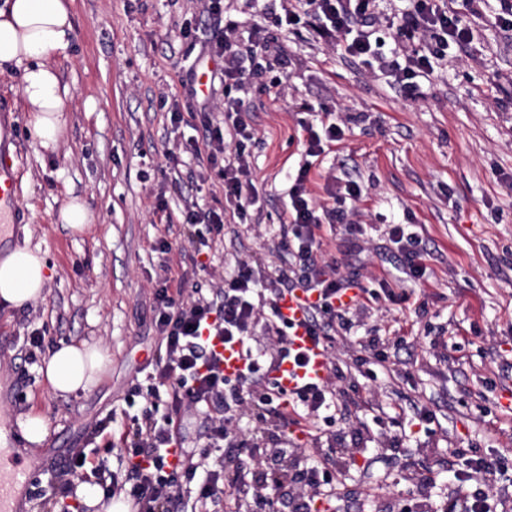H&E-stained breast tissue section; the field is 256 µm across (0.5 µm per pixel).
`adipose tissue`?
<instances>
[{"instance_id": "ef3b65f1", "label": "adipose tissue", "mask_w": 512, "mask_h": 512, "mask_svg": "<svg viewBox=\"0 0 512 512\" xmlns=\"http://www.w3.org/2000/svg\"><path fill=\"white\" fill-rule=\"evenodd\" d=\"M72 32L69 0H5L0 5V66L22 67L30 134L46 149L55 147L65 126V92L49 61L66 53ZM46 280L39 252L18 248L1 255L0 305L19 308L36 301ZM103 371L101 348L83 341L53 350L44 377L50 390L64 397L91 388Z\"/></svg>"}]
</instances>
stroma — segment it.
<instances>
[{"mask_svg": "<svg viewBox=\"0 0 512 512\" xmlns=\"http://www.w3.org/2000/svg\"><path fill=\"white\" fill-rule=\"evenodd\" d=\"M287 6L224 0L225 15L241 30L284 46L291 62L283 68L265 56L243 88L218 85L192 98L187 85L224 66L205 53L211 21L204 0H73L71 45L53 61L67 91L65 129L53 150L28 132L21 68L0 70V110L11 122L24 204L14 229L0 235V254L37 249L49 268L39 300L0 310V451L26 463L30 480L18 492L24 512H59L54 463L75 448L93 453L99 419L125 424L140 413L146 351L159 341L153 302L163 279L208 297L236 261L287 264L280 246L286 173L304 159L302 123L325 111L343 118L345 134L312 167V195L333 206L348 179L363 192L350 204L358 229L339 224L324 232V257L340 274L378 288L395 266L390 227L406 224L422 239L426 267L423 278L407 282L408 302L380 296L360 317L366 327L406 336L388 349L389 374L368 381L351 367L353 350L336 348L349 385L372 400L337 430L380 447L374 411L396 406L408 435L396 451L350 469L339 512H395L408 461L432 472L435 498L465 495L449 475L457 449L480 448L512 472V32L493 25L490 14L474 19L475 46L449 52L446 68L416 98L340 54L312 27L280 29L275 19ZM228 96L243 99L250 113L247 150L262 214L221 227L189 224L192 200L224 208L221 164L188 144L204 133L200 108L221 121ZM175 111L183 114L176 128ZM74 196L96 215L82 232L58 220ZM191 242L202 246L206 270L183 255ZM35 330L45 346L32 357L26 338ZM436 336L445 345H431ZM84 340L105 351L101 379L57 397L43 382L44 361L60 345ZM422 405L436 414L427 430L417 420ZM33 410L50 422L39 445L23 436Z\"/></svg>", "mask_w": 512, "mask_h": 512, "instance_id": "1", "label": "stroma"}]
</instances>
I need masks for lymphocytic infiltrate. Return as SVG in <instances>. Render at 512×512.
I'll return each mask as SVG.
<instances>
[{
    "instance_id": "f902f5d3",
    "label": "lymphocytic infiltrate",
    "mask_w": 512,
    "mask_h": 512,
    "mask_svg": "<svg viewBox=\"0 0 512 512\" xmlns=\"http://www.w3.org/2000/svg\"><path fill=\"white\" fill-rule=\"evenodd\" d=\"M383 0H296L294 7L279 17L281 28L290 30L311 23L321 36L330 38L345 54L363 65H377L381 74L394 82L431 79L447 59L449 46L466 50L474 39L470 24L460 14L479 13L481 0H413L402 22L391 33L392 47L382 53L380 23ZM213 20L207 51L224 61L216 77L224 85L239 84L255 66L262 46L259 41L243 43L234 22L225 20L223 0H205ZM209 160L224 162L226 213L247 218L259 193L253 182L246 143L253 137L250 117L243 101L228 99L222 124L207 123ZM234 145L225 153V145ZM308 164L300 166L288 189L287 223L281 245L292 257L288 266L258 268L241 261L214 289L211 297L185 293L184 289L156 291L154 324L161 338L159 348L146 358L152 383L147 402L130 423L114 426L112 418L99 420L93 437L102 441V454L85 457L74 449L58 467V491L69 495L71 477L89 467L109 474L107 455L122 449L123 481H110L108 494L123 493L135 512H183L182 487L178 474L200 476L197 501L201 512H236L235 492L241 488L237 454L257 465L280 470L285 485L267 484L254 488L248 512H269L282 488L294 492L292 512H311L315 498L336 491L344 467L356 457L348 448L328 446L304 455L289 442L288 435L300 433L317 440L319 425L335 420L346 406L343 383L346 374L336 362L337 329H351L352 319L365 308L369 293L358 280L341 276L335 265L321 261V231L324 225L344 224L348 214L341 209L319 208L309 189ZM303 294L309 301L299 321L281 312L286 297ZM304 328L327 361L323 378L286 389L275 372L285 362L301 366L304 355L295 350L291 336ZM238 348L245 367L237 376L224 372L221 346ZM166 394L168 414L156 418L155 400ZM251 406L264 420H273L278 430L261 438L243 436L237 416ZM205 414L207 433L193 446H186L182 427L188 416ZM177 464H170V455ZM500 464L472 449L466 470L455 474L456 482L474 484L463 499H449L444 512H486Z\"/></svg>"
}]
</instances>
